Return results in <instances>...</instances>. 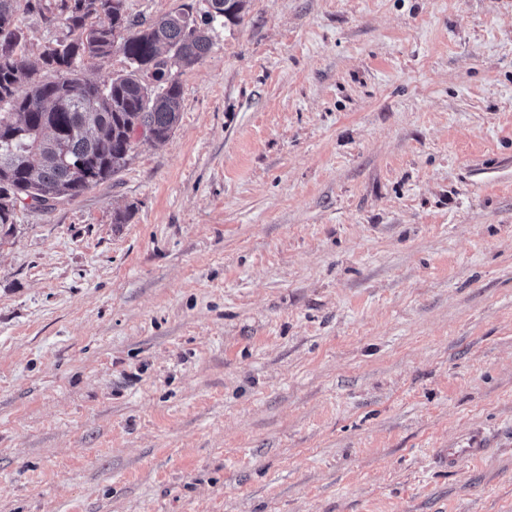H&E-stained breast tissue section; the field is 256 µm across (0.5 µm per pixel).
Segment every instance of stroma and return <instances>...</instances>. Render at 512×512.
Segmentation results:
<instances>
[{
  "label": "stroma",
  "mask_w": 512,
  "mask_h": 512,
  "mask_svg": "<svg viewBox=\"0 0 512 512\" xmlns=\"http://www.w3.org/2000/svg\"><path fill=\"white\" fill-rule=\"evenodd\" d=\"M176 76L0 237V512H512V0H245ZM485 448H487L486 434L482 429L472 428L464 438L448 443L443 459L448 463V468H452L466 459L481 456Z\"/></svg>",
  "instance_id": "obj_1"
}]
</instances>
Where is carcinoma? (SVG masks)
Here are the masks:
<instances>
[{
    "mask_svg": "<svg viewBox=\"0 0 512 512\" xmlns=\"http://www.w3.org/2000/svg\"><path fill=\"white\" fill-rule=\"evenodd\" d=\"M200 26L178 12L134 29L124 0H51L68 35L38 59L23 53L21 0H0V228L14 224L15 201L73 199L121 170L133 135L162 142L179 122L182 89L174 67L190 66L214 46L212 24L237 15L243 0H205ZM105 15L109 23L92 19ZM129 70L98 84L80 77L85 59L112 54L116 38ZM55 74L38 81V70Z\"/></svg>",
    "mask_w": 512,
    "mask_h": 512,
    "instance_id": "carcinoma-1",
    "label": "carcinoma"
}]
</instances>
